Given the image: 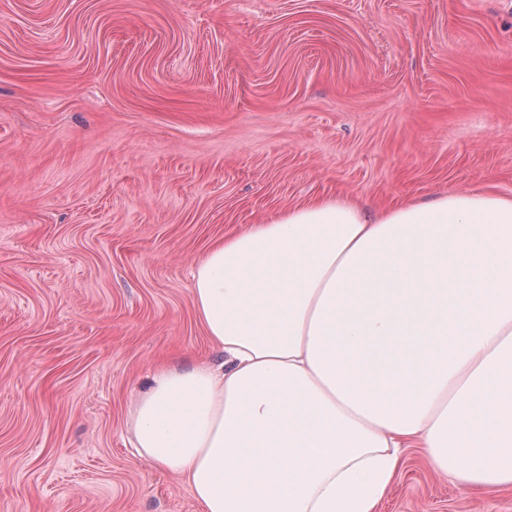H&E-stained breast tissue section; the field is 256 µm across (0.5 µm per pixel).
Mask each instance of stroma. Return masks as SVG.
<instances>
[{
	"label": "stroma",
	"instance_id": "1",
	"mask_svg": "<svg viewBox=\"0 0 512 512\" xmlns=\"http://www.w3.org/2000/svg\"><path fill=\"white\" fill-rule=\"evenodd\" d=\"M512 196V0H0V512H198L139 459L191 272L319 197ZM374 512H512L405 449Z\"/></svg>",
	"mask_w": 512,
	"mask_h": 512
}]
</instances>
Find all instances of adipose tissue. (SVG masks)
Returning <instances> with one entry per match:
<instances>
[{"label":"adipose tissue","instance_id":"ef3b65f1","mask_svg":"<svg viewBox=\"0 0 512 512\" xmlns=\"http://www.w3.org/2000/svg\"><path fill=\"white\" fill-rule=\"evenodd\" d=\"M220 360L156 368L136 454L200 512H373L404 449L512 489V196L289 208L192 271Z\"/></svg>","mask_w":512,"mask_h":512}]
</instances>
